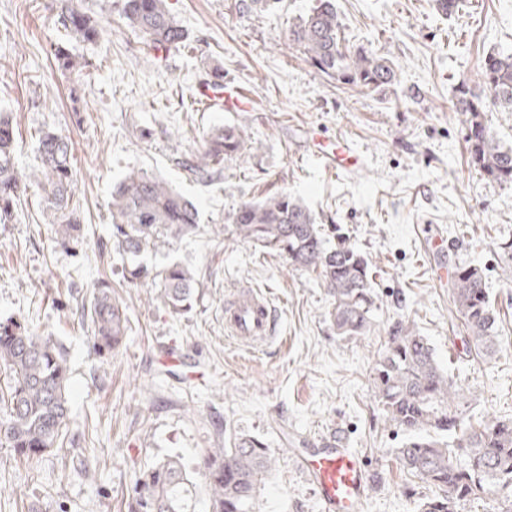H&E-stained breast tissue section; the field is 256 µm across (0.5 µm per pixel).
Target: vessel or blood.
<instances>
[{
	"label": "vessel or blood",
	"mask_w": 512,
	"mask_h": 512,
	"mask_svg": "<svg viewBox=\"0 0 512 512\" xmlns=\"http://www.w3.org/2000/svg\"><path fill=\"white\" fill-rule=\"evenodd\" d=\"M198 93L207 106L227 112L253 109L251 94L233 81L212 78ZM314 148L330 169L347 171L360 164L358 154L342 145L327 151L318 141ZM224 321L229 331L240 339L265 342L272 335L273 311L266 300L253 297L226 306ZM294 461L314 488L323 512H356L371 484L362 457L347 448L343 438L337 436L320 439L316 447L298 449Z\"/></svg>",
	"instance_id": "vessel-or-blood-1"
}]
</instances>
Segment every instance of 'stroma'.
Returning a JSON list of instances; mask_svg holds the SVG:
<instances>
[{"label":"stroma","instance_id":"35a3bbf8","mask_svg":"<svg viewBox=\"0 0 512 512\" xmlns=\"http://www.w3.org/2000/svg\"><path fill=\"white\" fill-rule=\"evenodd\" d=\"M109 2L76 0L105 24L89 44L57 23L59 0H0V112L18 123L15 163L36 166L39 129L69 137L83 224L82 244L62 246L44 222L40 193L22 196L15 220L0 224V318L25 317L62 345L68 434L87 441L63 442L33 462L0 445V512H127L140 469L166 456L193 467L234 433L261 438L275 460L259 512H322L293 453L332 434L373 475L356 512H417L438 490L397 465L406 434L372 391L392 323L409 321L429 338L464 389L465 422L512 418V262L499 248L512 240V183L468 166L465 117L452 105L458 82L488 52L512 48V0H460L448 16L435 0H336L349 45L388 58L397 72L395 86L374 91L322 75L288 47L289 21L314 0H282L277 12L250 15L234 0H169L189 33V47L178 51L149 47ZM58 45L87 61L83 76L57 67ZM215 74L245 86L255 111L197 103V85ZM227 123L245 131L250 150L225 159L213 179H195L184 161ZM320 137L352 143L363 167L327 169L313 152ZM132 169L162 178L198 208L196 233L146 256L194 273L200 295L184 314H172L150 288L126 285L125 259L98 248L112 236V186ZM283 192L339 224L366 256L375 300L368 335L337 336L316 274L225 230L241 202ZM419 224L444 232L451 260L482 269L497 314L493 358H473L450 291L422 253ZM104 277L131 327L109 356L95 353L81 317ZM243 288L266 296L275 312L274 338L259 351L224 330V306ZM172 345L188 366L159 364Z\"/></svg>","mask_w":512,"mask_h":512}]
</instances>
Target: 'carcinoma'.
Returning a JSON list of instances; mask_svg holds the SVG:
<instances>
[{"mask_svg":"<svg viewBox=\"0 0 512 512\" xmlns=\"http://www.w3.org/2000/svg\"><path fill=\"white\" fill-rule=\"evenodd\" d=\"M133 30L155 49L187 46L188 36L167 0H116ZM276 0H235V9L251 14L273 7ZM61 26L83 41L96 43L101 18L63 0ZM285 41L321 74L344 85L377 89L392 86L397 74L389 60L345 44L336 0H316L304 16L288 24ZM60 69L83 75L85 62L62 48L54 53ZM455 111L466 116V153L471 167L494 181L512 183V144L500 140L485 124L491 107L512 110V51L488 54L478 81L461 80L455 90ZM18 128L0 113V223L14 217L21 194L41 192L45 223L63 243L80 238L79 200L71 167L72 144L52 130L38 132L40 165L30 171L14 162ZM248 137L232 124L215 129L187 168L206 179L224 166V159L247 151ZM112 245L130 260L124 276L130 284L151 281L157 297L175 314L191 306L198 283L189 269L171 263L155 270L140 261L171 240L198 230L195 204L161 178L131 171L112 188L107 203ZM233 234L265 253L284 257L297 271L315 273L332 299L329 317L336 335L359 337L372 325V277L368 261L336 225L320 224L298 199L286 194L243 202L228 215ZM456 312L477 356L491 357L498 348L497 317L488 300L485 277L475 265L450 281ZM91 323L93 348L100 355L123 346L129 321L123 305L112 297V284L99 281L82 305ZM0 442L27 462L58 447L69 424V367L60 344L35 334L16 318L0 320ZM373 393L389 421L407 434L397 449L399 464L435 485L440 493L419 505L418 512H457L462 503H480V494L496 492L511 503L512 419H492L465 427L458 413L459 388L438 364L429 340L408 322L389 329L378 355ZM272 469L265 443L234 434L219 448H210L196 464L204 483L205 512H256L264 476ZM197 484L180 458L156 460L130 487L128 512H196Z\"/></svg>","mask_w":512,"mask_h":512,"instance_id":"obj_1","label":"carcinoma"}]
</instances>
